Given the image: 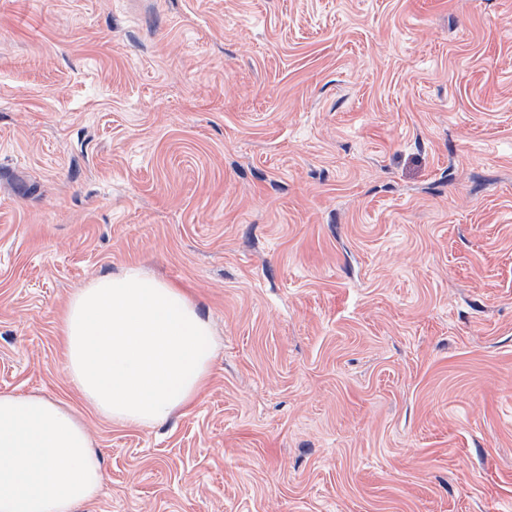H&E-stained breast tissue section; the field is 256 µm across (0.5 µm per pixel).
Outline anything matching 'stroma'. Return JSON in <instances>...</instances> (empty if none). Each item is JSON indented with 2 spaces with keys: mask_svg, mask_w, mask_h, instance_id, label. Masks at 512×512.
<instances>
[{
  "mask_svg": "<svg viewBox=\"0 0 512 512\" xmlns=\"http://www.w3.org/2000/svg\"><path fill=\"white\" fill-rule=\"evenodd\" d=\"M129 265L216 343L147 427L60 333ZM0 391L78 512H512V0H0ZM104 481L101 453L68 408L0 392V512H75Z\"/></svg>",
  "mask_w": 512,
  "mask_h": 512,
  "instance_id": "1",
  "label": "stroma"
}]
</instances>
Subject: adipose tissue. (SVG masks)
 Here are the masks:
<instances>
[{"label": "adipose tissue", "instance_id": "obj_1", "mask_svg": "<svg viewBox=\"0 0 512 512\" xmlns=\"http://www.w3.org/2000/svg\"><path fill=\"white\" fill-rule=\"evenodd\" d=\"M61 332L82 397L113 422L136 426L188 407L215 348L184 291L136 265L74 294ZM104 481L101 454L68 408L0 392V512H75Z\"/></svg>", "mask_w": 512, "mask_h": 512}]
</instances>
